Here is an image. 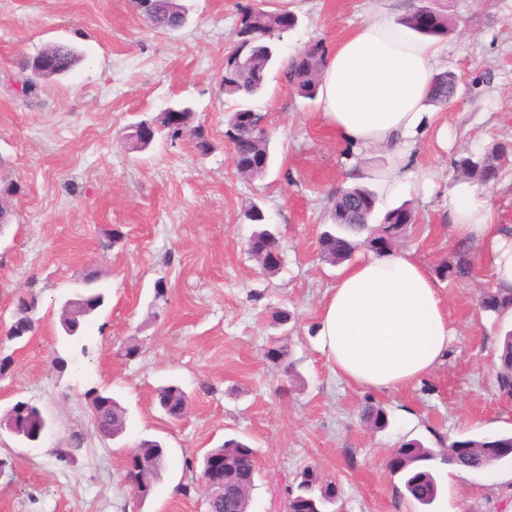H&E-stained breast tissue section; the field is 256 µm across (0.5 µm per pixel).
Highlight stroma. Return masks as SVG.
Wrapping results in <instances>:
<instances>
[{"label":"stroma","instance_id":"stroma-1","mask_svg":"<svg viewBox=\"0 0 512 512\" xmlns=\"http://www.w3.org/2000/svg\"><path fill=\"white\" fill-rule=\"evenodd\" d=\"M182 2L187 25L165 32L132 0H0V180L20 187L13 221L0 231V353L13 358L0 378V410L28 400L51 422L34 445L0 437V512H205L198 461L230 437L257 450L249 512H285V488L307 466L336 483L342 512H512L511 461L463 475L435 461L440 493L427 509L385 466L407 440L440 449L512 427V398L499 392L494 368L512 316L478 306L495 285L479 245L471 247L473 279L439 283L455 338L425 381L370 394L338 379L319 352L320 307L340 273L318 244L331 196L356 173L376 188L374 173L388 159L340 143L282 67L315 44L333 49L379 9L402 16L429 5L451 19L436 69L458 76V94L417 137L405 185L376 203L380 215L411 203L417 222L402 247L433 270L458 248L448 222L454 160L512 141V0H265L267 9L293 11L298 24L253 103L273 134L271 167L255 179L237 174L224 136V57L246 0ZM57 42L76 46L82 62L24 95L22 60ZM178 103L193 108L208 152L185 137L129 149L131 123ZM253 202L281 232L274 275L246 250L253 226L244 212ZM116 230L123 237L114 244ZM91 271L109 303L83 327L88 355L68 352L59 377L49 369L64 350L59 301ZM24 292L36 296L42 321L29 340L11 341L5 331ZM284 308L292 319L280 328L273 313ZM274 336L290 353L292 375L263 356ZM130 345L139 349L131 359ZM170 382L190 397L177 422L155 402ZM92 387L109 389L128 412L115 441L95 434L85 396ZM369 399L387 410L386 429L361 421ZM143 440L161 441L166 456L140 501L124 474L128 449ZM70 446L73 459L59 461L57 449Z\"/></svg>","mask_w":512,"mask_h":512}]
</instances>
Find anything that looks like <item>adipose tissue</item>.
I'll return each instance as SVG.
<instances>
[{"label":"adipose tissue","instance_id":"obj_1","mask_svg":"<svg viewBox=\"0 0 512 512\" xmlns=\"http://www.w3.org/2000/svg\"><path fill=\"white\" fill-rule=\"evenodd\" d=\"M445 47L385 11L355 28L322 72L319 108L344 144L380 148L392 164L378 175L393 193L405 177L400 144L428 125L431 79ZM450 229L477 240L497 286L512 288V232L474 186L448 196ZM319 350L336 372L367 391L414 386L448 356L454 329L436 279L411 253L370 255L344 267L321 308Z\"/></svg>","mask_w":512,"mask_h":512}]
</instances>
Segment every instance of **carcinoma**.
<instances>
[{
	"label": "carcinoma",
	"instance_id": "carcinoma-1",
	"mask_svg": "<svg viewBox=\"0 0 512 512\" xmlns=\"http://www.w3.org/2000/svg\"><path fill=\"white\" fill-rule=\"evenodd\" d=\"M137 9L154 28L170 31L182 24L183 10L174 0H135ZM296 19L289 10L269 11L254 3L243 7V16L236 31L233 47L225 56L224 97L235 103V109L226 121L225 136L231 141L242 140L244 147L234 160L236 172L248 178L264 176L270 167V135L259 128L262 116L253 108V100L261 97L266 89L267 75L278 58L279 42L287 31L284 19ZM406 24L418 33L430 37L445 38L452 31L448 16L429 6H421L406 16ZM55 68L43 75L50 81L64 77L81 61L77 49L60 42L53 48ZM325 67V49L315 45L303 54L294 55L286 64L285 75L296 93L313 100L319 94L321 74ZM458 77L451 71L433 75L429 104L442 106L455 96ZM184 125L167 129V136L177 140L183 136L193 139L196 147L206 152L210 144L202 126L193 124L195 112L181 106ZM512 155V142H499L481 156L462 155L454 161L456 179L478 187H487L499 179L504 161ZM332 224L319 235L321 257L336 265L349 260L354 252L365 248L377 256L388 254L387 241L396 242L406 236L408 226L416 222V213L408 203L387 211L375 223L376 207L374 192L362 183H354L336 190L332 197ZM255 225L249 241L257 251H268L280 247L278 228L266 222L263 209L253 204L244 213ZM436 274L442 279L468 280L475 275V264L469 248L458 247L453 258L440 263ZM79 325L93 319L104 308L107 294L98 288L81 290ZM480 308L496 318L512 312V289L494 288L485 290L479 297ZM38 302L35 297H19L14 304L12 323L6 336L10 340L23 342L33 336L40 324L37 318ZM59 338L72 348L88 353L83 344L82 333H70L64 321H59ZM264 357L284 367L289 373L293 364L288 362V350L278 344L264 353ZM497 383L503 393H512V330L505 332L497 356ZM91 398L92 423L97 435L106 440L123 433L126 428L127 410L112 397L105 388L88 390ZM156 400L162 412L172 420L180 419L189 405L188 394L179 386L170 384L157 391ZM40 409L28 401L19 400L0 414L4 425L14 424L27 434L39 427ZM361 418L372 428L385 429L389 416L385 408L369 401L361 410ZM512 435L504 434L493 440L465 439L453 442L446 448L448 459L454 465L474 470L479 466L489 467L496 459L498 449L511 448ZM146 466L157 471L162 465L163 448L155 440H144L137 448ZM399 460L389 470L400 475L403 486L411 499L422 506L431 505L438 496L439 487L429 462L438 458L441 451L425 446L419 440H410L398 448ZM257 451L247 442L229 438L203 455L201 465H206L211 456H226L235 467L233 480L219 492H213L206 500L208 512H249L250 497L238 491V484L254 482L255 457ZM288 512H326L331 501L337 498L335 484L323 480L317 471L306 467L297 473L287 487Z\"/></svg>",
	"mask_w": 512,
	"mask_h": 512
}]
</instances>
